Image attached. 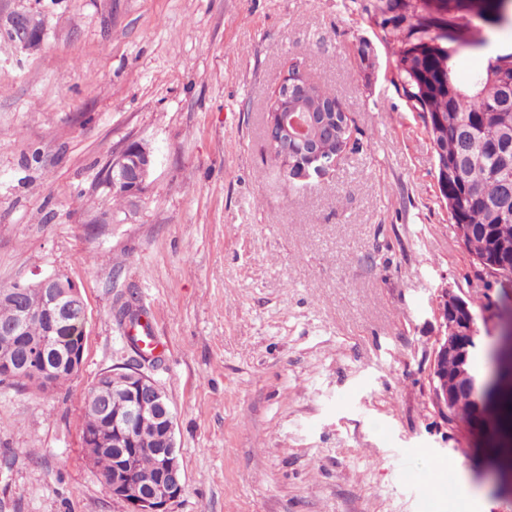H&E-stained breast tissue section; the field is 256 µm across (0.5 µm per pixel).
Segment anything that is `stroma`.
<instances>
[{"label":"stroma","instance_id":"obj_1","mask_svg":"<svg viewBox=\"0 0 512 512\" xmlns=\"http://www.w3.org/2000/svg\"><path fill=\"white\" fill-rule=\"evenodd\" d=\"M374 0H0V286L63 272L87 303L83 363L41 393L0 385V512H129L83 443L99 375L167 393L185 490L170 512H512V453L449 427L427 395L449 288L488 301L440 198L432 141L393 83ZM488 63L481 0H421ZM325 82L357 144L287 179L267 106L291 65ZM139 197L104 182L129 142ZM167 350L145 360L124 306ZM455 468L438 489L432 461ZM4 29L9 39L18 47L29 50L38 47L42 29L36 18L28 12H15L6 20ZM154 165L152 152L142 143L132 142L110 161L106 174L113 197L122 199L135 197L144 188Z\"/></svg>","mask_w":512,"mask_h":512}]
</instances>
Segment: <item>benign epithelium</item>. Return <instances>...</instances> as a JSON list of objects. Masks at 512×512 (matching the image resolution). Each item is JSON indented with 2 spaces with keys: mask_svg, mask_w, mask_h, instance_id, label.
Wrapping results in <instances>:
<instances>
[{
  "mask_svg": "<svg viewBox=\"0 0 512 512\" xmlns=\"http://www.w3.org/2000/svg\"><path fill=\"white\" fill-rule=\"evenodd\" d=\"M4 29L9 39L18 47L29 50L38 47L42 29L36 18L28 12H16L8 17ZM285 85L284 101L280 110L273 114L267 127L268 140L280 143L285 139L308 141L314 132L306 119L305 98L308 82ZM336 161L332 153L317 151L308 162L297 167L289 166L291 179L303 180L310 171L320 172ZM154 165L152 152L139 142L128 144L110 161L106 174L109 186L121 190L128 197L137 196L144 188ZM442 184H448L459 176L455 159L444 153L437 160ZM512 252L500 253L482 260L488 277L504 286L512 283ZM39 291L37 304L24 302L29 289ZM13 298L21 301L15 324L3 335L10 343L0 350V377L7 381L37 382L49 388L52 371L45 365V352L59 336L68 316L78 308L87 311V304L80 286L67 275L55 272L31 283H17ZM441 319L440 332L433 347L427 373V394L434 411L444 421L459 413L479 410L485 395L476 391L470 376L469 361L476 347L477 330L474 316L467 301L456 292L445 289L438 300ZM33 321L44 326L40 345L29 346L25 363L14 364L12 352L20 345L25 327ZM114 384L125 392L128 408L111 415L106 424L92 434L83 433L84 447L95 450L105 436H114L130 448L139 443V433L151 427L158 449V465L155 477L143 475L136 468L133 457L121 460L109 479L112 496L125 502L130 512H169V506L183 493L185 478L179 461L175 438V424L165 391L139 368H133L117 378L105 373Z\"/></svg>",
  "mask_w": 512,
  "mask_h": 512,
  "instance_id": "1",
  "label": "benign epithelium"
}]
</instances>
